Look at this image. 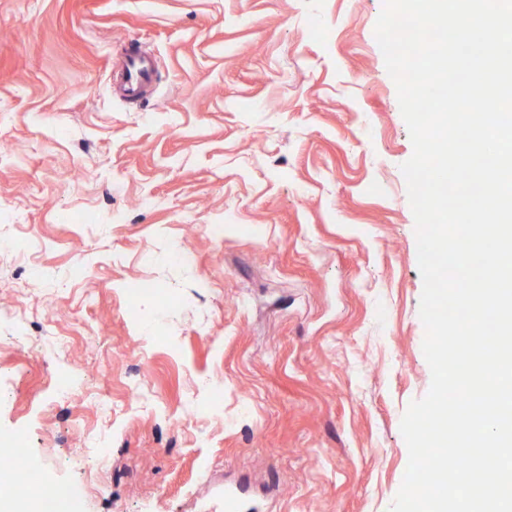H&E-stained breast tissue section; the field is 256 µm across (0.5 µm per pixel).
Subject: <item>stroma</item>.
I'll use <instances>...</instances> for the list:
<instances>
[{"label":"stroma","mask_w":512,"mask_h":512,"mask_svg":"<svg viewBox=\"0 0 512 512\" xmlns=\"http://www.w3.org/2000/svg\"><path fill=\"white\" fill-rule=\"evenodd\" d=\"M383 6L0 0V448L81 512H389L431 371ZM123 79L118 87L120 96L127 99L140 98L153 70V61L145 56L130 55L122 65Z\"/></svg>","instance_id":"35a3bbf8"}]
</instances>
